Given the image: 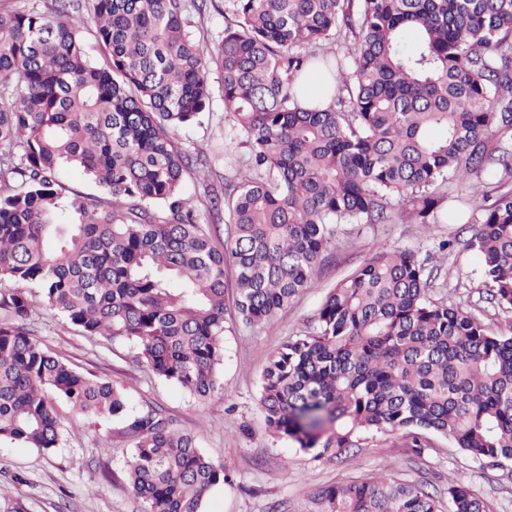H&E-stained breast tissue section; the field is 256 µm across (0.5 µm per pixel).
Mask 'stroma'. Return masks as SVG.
<instances>
[{"label": "stroma", "mask_w": 512, "mask_h": 512, "mask_svg": "<svg viewBox=\"0 0 512 512\" xmlns=\"http://www.w3.org/2000/svg\"><path fill=\"white\" fill-rule=\"evenodd\" d=\"M227 123L224 102L217 94L201 123L177 134L191 151L213 154L223 176L244 172L247 159L245 145ZM219 125L225 128L220 141L211 137ZM479 216L470 204L460 224H437L428 232L400 222L341 225L330 263L273 321L251 328L227 314L220 367L224 394L203 405L147 368L131 364L125 345L82 336L45 307L38 311L42 339L74 366L123 382L132 406L159 404L180 429L199 433L202 450L222 463L230 478L210 491L201 512H321L319 498L325 488L390 468L442 499L448 496L449 482L464 476L488 502L490 512H512V463L492 466L473 461L435 433L427 434L420 457L411 449L388 448L373 438L344 459L316 458L270 435L259 404L268 355L289 336L307 330L329 289L371 258L382 243L413 250L422 260L442 261L448 272L447 279L436 282L442 295L475 313L490 329H498L493 308L482 298V263L466 245L480 228ZM452 233L457 236L453 250L439 251V243ZM58 411L63 447L43 451L0 444V512H138L124 466L131 447L115 436L112 422L64 405Z\"/></svg>", "instance_id": "obj_1"}]
</instances>
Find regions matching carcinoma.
<instances>
[{"label":"carcinoma","mask_w":512,"mask_h":512,"mask_svg":"<svg viewBox=\"0 0 512 512\" xmlns=\"http://www.w3.org/2000/svg\"><path fill=\"white\" fill-rule=\"evenodd\" d=\"M190 4L207 0L0 14V441L61 447L62 402L132 441L140 512H201L227 478L198 435L74 368L39 338L36 309L127 345L133 364L205 404L223 390L226 268L236 318L264 325L323 268L337 225L397 217L427 230L440 188L474 176L487 205L469 247L504 327L433 298L434 269L382 244L329 290L312 329L268 355L259 402L271 434L316 458L369 433L419 455L431 431L474 459L512 461V151L487 146L512 127V0H225L212 46L190 30ZM347 38L344 56L319 52ZM214 72L249 154L247 174L204 187L210 210L224 208L222 232L183 190L212 158L177 139L210 108ZM312 75L336 87L307 108ZM65 167L110 199L61 205ZM394 193L406 197L397 214ZM448 495L451 512H489L462 477ZM322 499V512H443L383 472Z\"/></svg>","instance_id":"obj_1"}]
</instances>
